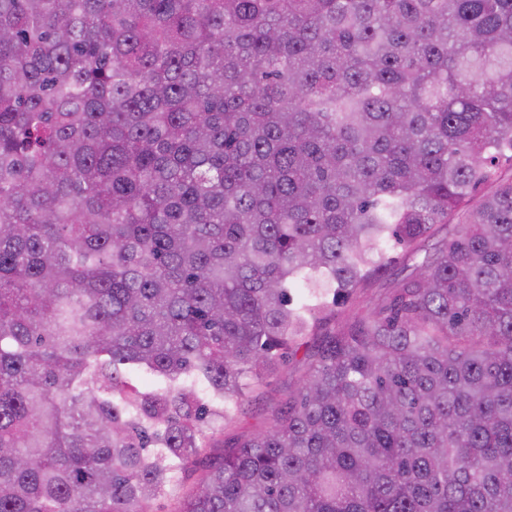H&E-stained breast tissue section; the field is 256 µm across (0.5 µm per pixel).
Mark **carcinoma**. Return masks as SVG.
<instances>
[{
  "label": "carcinoma",
  "instance_id": "cac0c4a2",
  "mask_svg": "<svg viewBox=\"0 0 512 512\" xmlns=\"http://www.w3.org/2000/svg\"><path fill=\"white\" fill-rule=\"evenodd\" d=\"M398 246L175 512H512V0H0V512H145ZM393 256L398 257L397 264L393 268V270L389 271L387 275L377 280L374 284L373 288H368L362 298L353 300L347 303L345 306H341L338 308V315L336 316V326L337 321H342L350 317L357 309L358 306H373V303L382 296L390 294L393 291L392 282L397 273L400 272V269L404 267L403 261V251L401 249H397L393 252Z\"/></svg>",
  "mask_w": 512,
  "mask_h": 512
}]
</instances>
